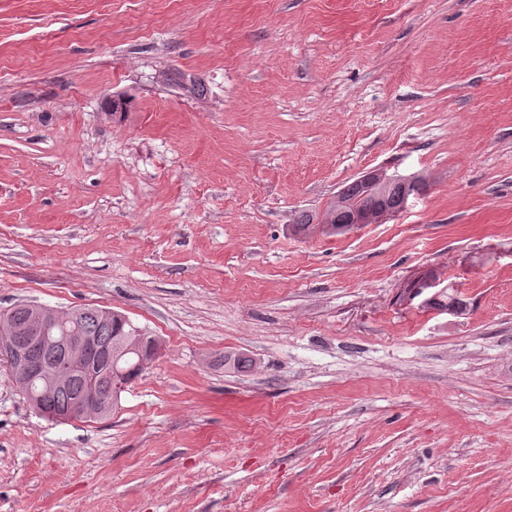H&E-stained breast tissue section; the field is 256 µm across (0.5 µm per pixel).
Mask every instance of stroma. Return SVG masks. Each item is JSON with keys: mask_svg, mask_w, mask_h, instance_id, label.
Masks as SVG:
<instances>
[{"mask_svg": "<svg viewBox=\"0 0 512 512\" xmlns=\"http://www.w3.org/2000/svg\"><path fill=\"white\" fill-rule=\"evenodd\" d=\"M382 167L427 191L293 232ZM19 302L162 347L101 420L0 367V512H512V0H0ZM422 308L439 311L452 310L455 314H462L468 310L469 302L454 288L443 292H432L419 304Z\"/></svg>", "mask_w": 512, "mask_h": 512, "instance_id": "35a3bbf8", "label": "stroma"}]
</instances>
